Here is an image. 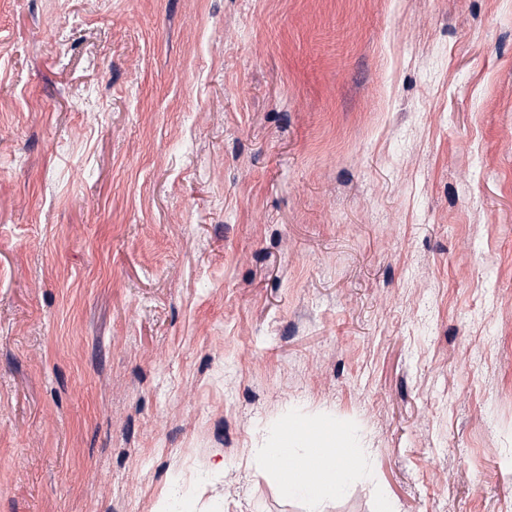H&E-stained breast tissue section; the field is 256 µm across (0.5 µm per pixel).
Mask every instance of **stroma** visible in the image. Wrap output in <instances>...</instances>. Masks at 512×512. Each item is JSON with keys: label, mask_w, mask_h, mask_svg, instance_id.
<instances>
[{"label": "stroma", "mask_w": 512, "mask_h": 512, "mask_svg": "<svg viewBox=\"0 0 512 512\" xmlns=\"http://www.w3.org/2000/svg\"><path fill=\"white\" fill-rule=\"evenodd\" d=\"M381 493L512 512V0H0V512ZM303 441L308 443L304 452L297 456L295 463L298 468L305 471V475L286 477L283 474L282 487L288 495L298 496L318 502L336 494V491L350 478L356 469L360 452L356 448H350L345 442L344 436L335 429L324 430L319 433H304ZM340 447V448H338ZM317 448L316 459L325 463L317 462L315 459L309 461L311 470L320 469L319 477L308 470V460L311 457V450ZM345 448L349 449L351 462ZM333 450L336 456L333 453ZM338 461H337V460Z\"/></svg>", "instance_id": "stroma-1"}]
</instances>
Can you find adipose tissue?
<instances>
[{
  "label": "adipose tissue",
  "mask_w": 512,
  "mask_h": 512,
  "mask_svg": "<svg viewBox=\"0 0 512 512\" xmlns=\"http://www.w3.org/2000/svg\"><path fill=\"white\" fill-rule=\"evenodd\" d=\"M308 444V452L298 455L296 462L300 469L298 476L283 478V489L292 496H298L318 502L335 495L336 491L350 478L355 466L354 459L359 458L358 450H351V463H339L334 455L335 448L345 447L344 436L335 430H324L318 433H307L303 436ZM317 458L324 467L319 473L307 472L309 458Z\"/></svg>",
  "instance_id": "adipose-tissue-1"
}]
</instances>
